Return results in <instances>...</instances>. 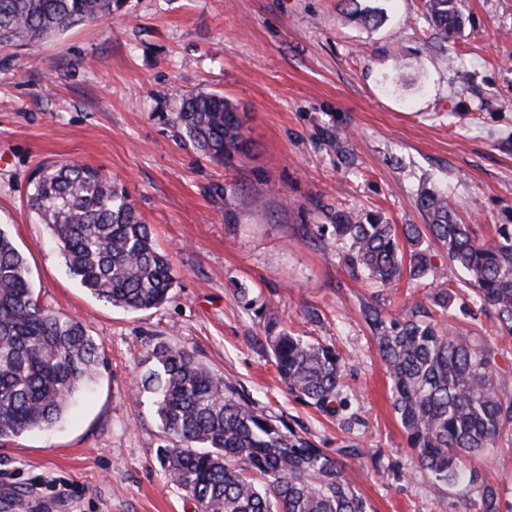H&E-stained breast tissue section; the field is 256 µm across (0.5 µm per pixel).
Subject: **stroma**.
<instances>
[{"label": "stroma", "instance_id": "35a3bbf8", "mask_svg": "<svg viewBox=\"0 0 512 512\" xmlns=\"http://www.w3.org/2000/svg\"><path fill=\"white\" fill-rule=\"evenodd\" d=\"M464 29L441 42L425 0H124L106 21L30 53L0 46V229L26 257L41 304L79 320L100 349L95 384L52 428L0 442V512H195L158 451L172 445L141 380L159 345L183 348L333 451L358 438L347 478L373 512H476L415 473L389 379L360 309H401L409 279L353 276L337 214L428 221L422 187L448 191L473 236L512 224V0H460ZM232 101L250 150L212 162L173 121L180 95ZM74 160L128 193L172 256L168 302L129 312L66 272L27 207L39 165ZM450 323L489 348L512 397V336L460 273L438 280ZM277 316L347 357L351 430L292 401L266 342ZM512 512V451L477 463ZM69 486L65 494L48 480Z\"/></svg>", "mask_w": 512, "mask_h": 512}]
</instances>
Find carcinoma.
<instances>
[{
    "mask_svg": "<svg viewBox=\"0 0 512 512\" xmlns=\"http://www.w3.org/2000/svg\"><path fill=\"white\" fill-rule=\"evenodd\" d=\"M353 5L350 15L380 24L383 9ZM122 0H0V45L36 50L47 39L112 18ZM438 37L461 30L457 0H425ZM174 122L185 139L224 165L247 152L237 108L218 93L181 95ZM429 224L397 227L336 215V241L352 272L379 288L404 274L430 290L394 316L365 304L361 315L391 382L392 405L413 450L415 469L435 486L477 492L479 512H501L500 489L476 468L459 465L501 447L512 432V399L500 397L502 372L492 353L452 333L430 306L448 310V291L432 287L445 275L430 248L443 249L476 299L512 334V224L485 240L459 224L448 192L419 195ZM28 208L47 226L70 276L98 300L127 311L157 308L170 298V255L161 250L129 196L75 161L39 167ZM268 346L286 391L322 414L347 407L341 397L346 358L334 346L294 336L268 323ZM142 378L175 444L159 450L171 482L199 512H372L345 475L346 463L287 421L203 367L193 354L161 346ZM100 371L99 347L84 325L43 307L24 255L0 229V440L59 423Z\"/></svg>",
    "mask_w": 512,
    "mask_h": 512,
    "instance_id": "obj_1",
    "label": "carcinoma"
}]
</instances>
